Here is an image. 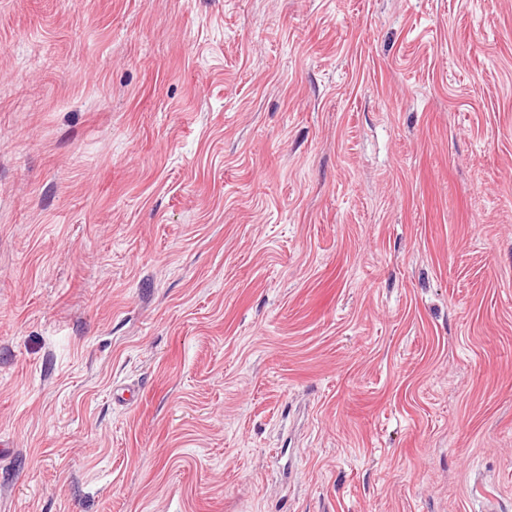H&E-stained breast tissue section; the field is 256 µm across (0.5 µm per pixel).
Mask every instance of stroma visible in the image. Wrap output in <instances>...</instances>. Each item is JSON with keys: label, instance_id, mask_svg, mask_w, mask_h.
Segmentation results:
<instances>
[{"label": "stroma", "instance_id": "1", "mask_svg": "<svg viewBox=\"0 0 512 512\" xmlns=\"http://www.w3.org/2000/svg\"><path fill=\"white\" fill-rule=\"evenodd\" d=\"M490 506L512 0H0V512Z\"/></svg>", "mask_w": 512, "mask_h": 512}]
</instances>
